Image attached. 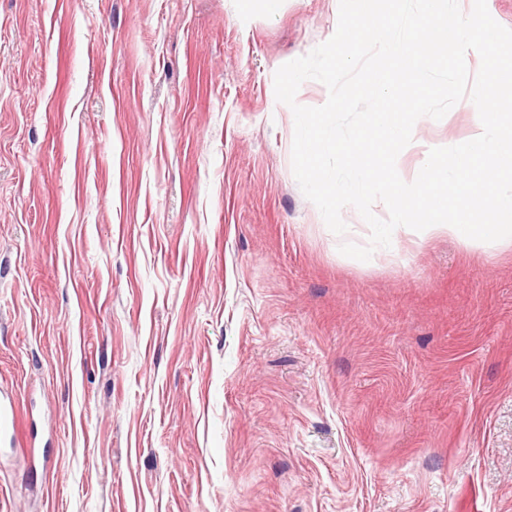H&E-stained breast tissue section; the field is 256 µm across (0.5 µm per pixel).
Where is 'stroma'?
I'll return each mask as SVG.
<instances>
[{
	"label": "stroma",
	"instance_id": "stroma-1",
	"mask_svg": "<svg viewBox=\"0 0 512 512\" xmlns=\"http://www.w3.org/2000/svg\"><path fill=\"white\" fill-rule=\"evenodd\" d=\"M338 14L0 0V512H512V246L358 261L294 177L274 74Z\"/></svg>",
	"mask_w": 512,
	"mask_h": 512
}]
</instances>
